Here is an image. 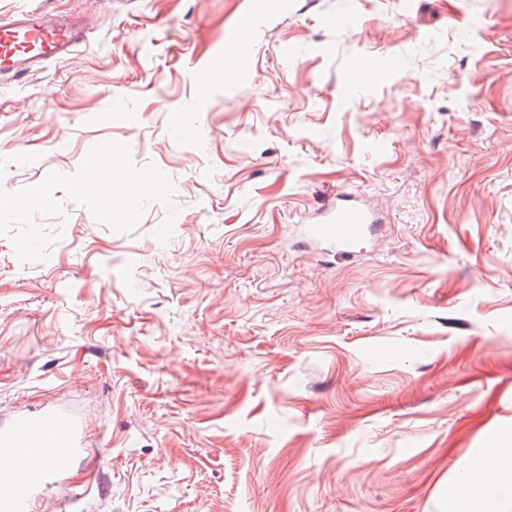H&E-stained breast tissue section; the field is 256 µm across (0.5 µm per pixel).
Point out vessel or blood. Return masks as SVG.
Segmentation results:
<instances>
[{
  "label": "vessel or blood",
  "instance_id": "b4317fda",
  "mask_svg": "<svg viewBox=\"0 0 512 512\" xmlns=\"http://www.w3.org/2000/svg\"><path fill=\"white\" fill-rule=\"evenodd\" d=\"M88 38L76 21L34 11L0 16V84L69 57ZM371 213L352 198L327 211L304 232L312 240L352 255L372 231ZM76 427L66 416L22 419L0 431V512H31L36 490L56 485L76 449Z\"/></svg>",
  "mask_w": 512,
  "mask_h": 512
}]
</instances>
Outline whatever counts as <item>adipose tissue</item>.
Masks as SVG:
<instances>
[{
  "label": "adipose tissue",
  "mask_w": 512,
  "mask_h": 512,
  "mask_svg": "<svg viewBox=\"0 0 512 512\" xmlns=\"http://www.w3.org/2000/svg\"><path fill=\"white\" fill-rule=\"evenodd\" d=\"M454 512H512V436L483 449L476 471L460 486Z\"/></svg>",
  "instance_id": "obj_1"
}]
</instances>
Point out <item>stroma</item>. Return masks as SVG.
<instances>
[{"label":"stroma","mask_w":512,"mask_h":512,"mask_svg":"<svg viewBox=\"0 0 512 512\" xmlns=\"http://www.w3.org/2000/svg\"><path fill=\"white\" fill-rule=\"evenodd\" d=\"M35 9L93 32L0 86V187L112 140L179 212L58 190L47 260L0 236V430L77 427L32 512H451L512 431V0H0ZM340 194L352 256L301 235Z\"/></svg>","instance_id":"1"}]
</instances>
